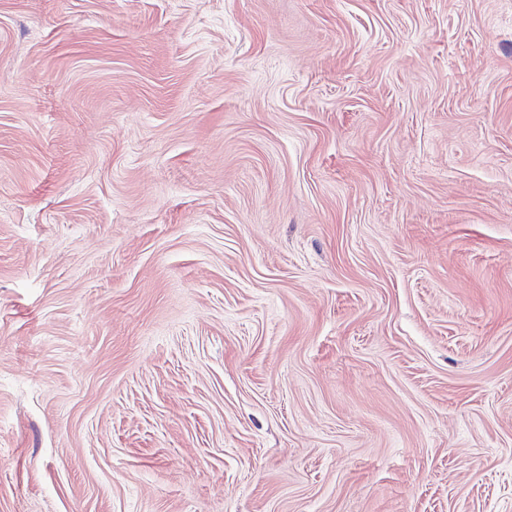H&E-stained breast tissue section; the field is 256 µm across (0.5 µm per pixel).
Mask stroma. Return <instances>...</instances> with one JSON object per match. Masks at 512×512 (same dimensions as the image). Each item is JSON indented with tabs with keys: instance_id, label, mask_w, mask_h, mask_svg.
I'll return each mask as SVG.
<instances>
[{
	"instance_id": "obj_1",
	"label": "stroma",
	"mask_w": 512,
	"mask_h": 512,
	"mask_svg": "<svg viewBox=\"0 0 512 512\" xmlns=\"http://www.w3.org/2000/svg\"><path fill=\"white\" fill-rule=\"evenodd\" d=\"M0 512H512V0H0Z\"/></svg>"
}]
</instances>
